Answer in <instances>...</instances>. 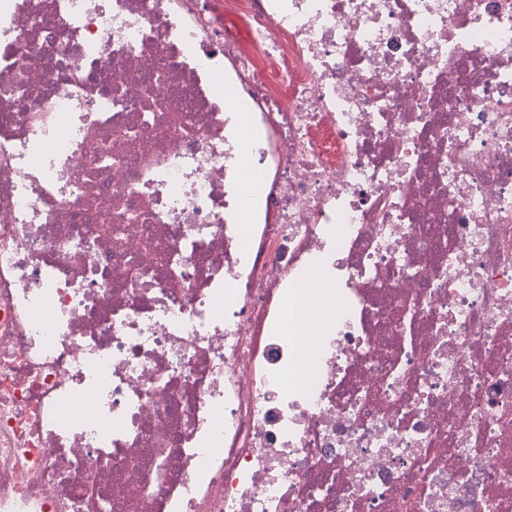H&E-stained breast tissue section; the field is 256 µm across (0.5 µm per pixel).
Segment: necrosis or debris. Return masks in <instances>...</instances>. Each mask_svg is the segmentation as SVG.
Listing matches in <instances>:
<instances>
[{
  "mask_svg": "<svg viewBox=\"0 0 512 512\" xmlns=\"http://www.w3.org/2000/svg\"><path fill=\"white\" fill-rule=\"evenodd\" d=\"M236 6L0 0V512H512V0Z\"/></svg>",
  "mask_w": 512,
  "mask_h": 512,
  "instance_id": "obj_1",
  "label": "necrosis or debris"
}]
</instances>
